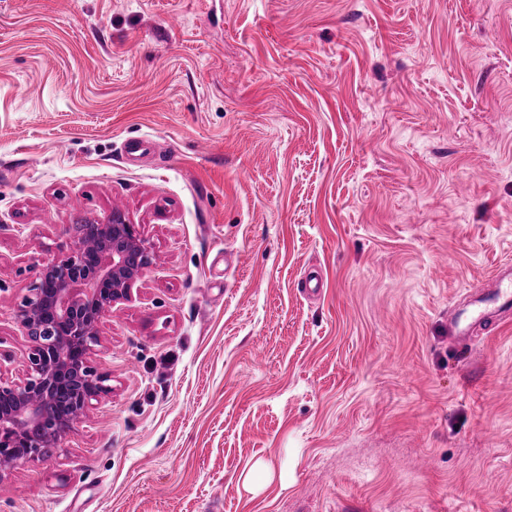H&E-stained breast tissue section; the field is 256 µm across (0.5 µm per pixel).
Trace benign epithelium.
Listing matches in <instances>:
<instances>
[{
  "instance_id": "benign-epithelium-1",
  "label": "benign epithelium",
  "mask_w": 512,
  "mask_h": 512,
  "mask_svg": "<svg viewBox=\"0 0 512 512\" xmlns=\"http://www.w3.org/2000/svg\"><path fill=\"white\" fill-rule=\"evenodd\" d=\"M68 232L69 253L43 260L16 314L26 370L19 382L0 380V476L37 458V449L57 447L73 429L61 426L57 410L82 418L92 401L112 392L92 359L99 325L154 265L151 244L121 214L93 225L91 255L78 225Z\"/></svg>"
}]
</instances>
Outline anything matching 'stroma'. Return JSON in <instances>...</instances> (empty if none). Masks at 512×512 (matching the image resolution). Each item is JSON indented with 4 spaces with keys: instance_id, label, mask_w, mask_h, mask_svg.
Masks as SVG:
<instances>
[{
    "instance_id": "1",
    "label": "stroma",
    "mask_w": 512,
    "mask_h": 512,
    "mask_svg": "<svg viewBox=\"0 0 512 512\" xmlns=\"http://www.w3.org/2000/svg\"><path fill=\"white\" fill-rule=\"evenodd\" d=\"M116 209L112 391L0 512H512V323L450 335L512 263V0H0V377Z\"/></svg>"
}]
</instances>
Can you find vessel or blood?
Masks as SVG:
<instances>
[{
	"instance_id": "1",
	"label": "vessel or blood",
	"mask_w": 512,
	"mask_h": 512,
	"mask_svg": "<svg viewBox=\"0 0 512 512\" xmlns=\"http://www.w3.org/2000/svg\"><path fill=\"white\" fill-rule=\"evenodd\" d=\"M492 278L495 282L493 288L487 289L455 314L452 320L455 338H470L478 326L500 318L502 308L512 305V264L506 262L498 265Z\"/></svg>"
}]
</instances>
